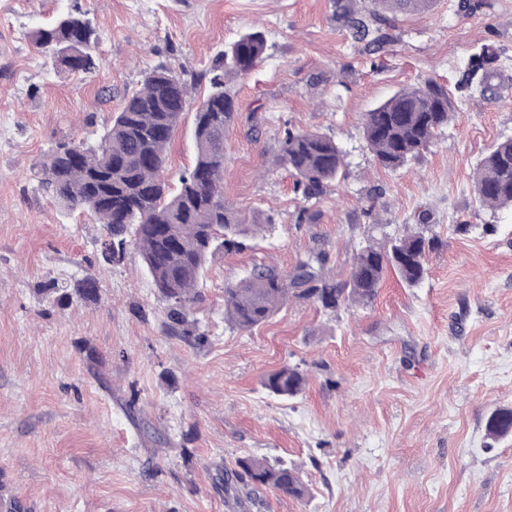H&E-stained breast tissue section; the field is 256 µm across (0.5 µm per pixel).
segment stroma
<instances>
[{
	"label": "stroma",
	"mask_w": 512,
	"mask_h": 512,
	"mask_svg": "<svg viewBox=\"0 0 512 512\" xmlns=\"http://www.w3.org/2000/svg\"><path fill=\"white\" fill-rule=\"evenodd\" d=\"M458 4L398 16L370 46L337 22L335 0H0V512L12 498L22 512H238L224 476L244 456L295 466L311 491L262 488L248 512H512V436L486 432L512 408V212L481 208L472 189L476 162L512 138V0L471 15ZM77 7L97 36L88 75L31 40ZM250 29L268 50L234 81L224 198L267 228L210 262L191 314L207 340L194 345L167 334L138 250L105 261L99 222L56 202L40 168L60 142L99 144L163 65L191 87L168 148L178 178L202 75ZM485 44L499 54L492 95L455 92ZM428 79L453 90L455 120L418 159L382 168L364 114ZM287 125L345 155L310 224L276 159ZM421 222L438 244L418 287L390 273L367 307L291 301L248 332L224 319L225 286L254 267L285 274L315 253L342 283L367 238ZM88 277L95 300L57 305L54 289ZM285 364L307 377L288 399L264 386Z\"/></svg>",
	"instance_id": "stroma-1"
}]
</instances>
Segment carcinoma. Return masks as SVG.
Masks as SVG:
<instances>
[{
  "instance_id": "cac0c4a2",
  "label": "carcinoma",
  "mask_w": 512,
  "mask_h": 512,
  "mask_svg": "<svg viewBox=\"0 0 512 512\" xmlns=\"http://www.w3.org/2000/svg\"><path fill=\"white\" fill-rule=\"evenodd\" d=\"M375 8L361 14L345 5L338 19L351 37L369 45L386 39L390 17L431 7L432 0H371ZM35 46L73 72L89 74L97 67V39L84 14L71 12L50 27L36 29ZM266 38L260 31L245 33L203 75L209 94L195 112L194 165L172 188L165 176L167 148L183 112L189 106L187 83L165 67L153 69L140 89L126 95L101 142L95 146L71 140L59 144L42 165L44 183L52 196L69 209L94 214L105 231L101 253L109 262L134 244L160 296L167 302L166 332L203 344L207 336L188 320L202 298L199 288L206 265L218 253L240 251L245 241L264 229L260 217L248 220L224 201V131L234 120L236 106L229 84L253 69L265 55ZM497 52L484 45L473 55L455 89L466 92L473 84L493 90ZM450 93L428 80L402 89L367 112L363 137L379 165L397 170L418 157L452 121ZM278 159L295 177V191L305 201L319 196L340 178L343 151L332 138L317 132L286 128L278 140ZM473 186L481 207L512 210V138L498 142L476 165ZM428 224H418L382 242L373 239L356 253L349 279L341 284L315 267L321 256L299 262L288 274L255 268L249 276L224 288V318L232 328L246 332L268 321L288 300H311L324 311L337 313L350 305L373 302L388 272L409 287L427 275V252L436 237ZM91 300L98 288L86 279L63 296ZM304 374L283 366L270 374L265 387L274 395L293 397L305 386ZM493 439L512 433V409L493 412L487 426ZM251 498L252 486L268 487L298 500L308 488L299 473L282 463L271 464L251 456L239 457L226 479V491L241 501L239 489Z\"/></svg>"
}]
</instances>
